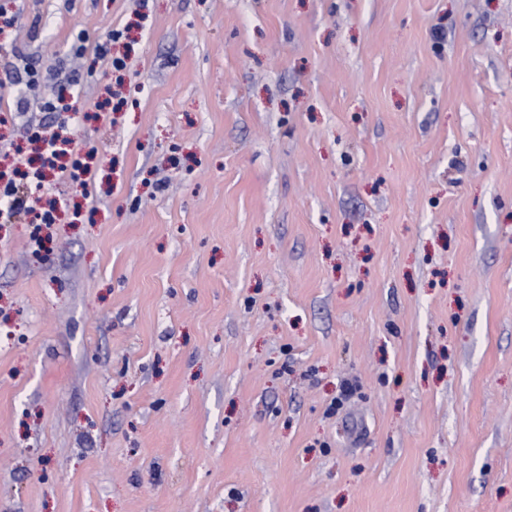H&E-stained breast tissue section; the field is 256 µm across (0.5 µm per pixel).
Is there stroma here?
Returning <instances> with one entry per match:
<instances>
[{"label":"stroma","instance_id":"obj_1","mask_svg":"<svg viewBox=\"0 0 512 512\" xmlns=\"http://www.w3.org/2000/svg\"><path fill=\"white\" fill-rule=\"evenodd\" d=\"M0 29L45 73L89 51L74 114L0 68V151H92L56 223L0 210V512H512V0Z\"/></svg>","mask_w":512,"mask_h":512}]
</instances>
